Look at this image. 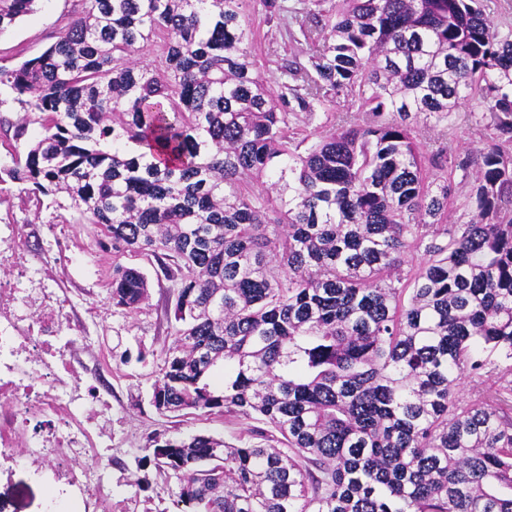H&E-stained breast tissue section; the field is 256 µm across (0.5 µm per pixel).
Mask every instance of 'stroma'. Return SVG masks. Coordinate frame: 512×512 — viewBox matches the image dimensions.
<instances>
[{"label": "stroma", "mask_w": 512, "mask_h": 512, "mask_svg": "<svg viewBox=\"0 0 512 512\" xmlns=\"http://www.w3.org/2000/svg\"><path fill=\"white\" fill-rule=\"evenodd\" d=\"M80 9V0H36L32 12L0 33V66L40 56ZM251 18L258 32L252 48L257 70L267 76L277 66L280 31L260 12ZM96 237V226L80 223L64 198L33 192L28 183L0 182V249L8 258L0 286L56 289L76 327V356L90 366L101 349L112 353V376L99 387L112 405V446L89 460L112 476V512H176L177 486L158 476L147 436L202 433L238 446L258 422L238 415L156 413L152 387L173 333L165 307L175 297L166 280L154 278L147 260L135 257L132 265L152 278L149 299L135 312L114 310L107 287L112 255L97 247ZM46 495L44 482L16 468L0 480V512H44Z\"/></svg>", "instance_id": "stroma-1"}]
</instances>
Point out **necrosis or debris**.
<instances>
[{"label":"necrosis or debris","instance_id":"1","mask_svg":"<svg viewBox=\"0 0 512 512\" xmlns=\"http://www.w3.org/2000/svg\"><path fill=\"white\" fill-rule=\"evenodd\" d=\"M17 305L0 317V472L55 457L47 481L55 486L45 512H100L112 497L107 473L75 465L100 454L106 442L91 390L78 384L79 365L64 336L63 311L51 288H5Z\"/></svg>","mask_w":512,"mask_h":512}]
</instances>
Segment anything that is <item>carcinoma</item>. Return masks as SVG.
<instances>
[{
  "label": "carcinoma",
  "instance_id": "carcinoma-1",
  "mask_svg": "<svg viewBox=\"0 0 512 512\" xmlns=\"http://www.w3.org/2000/svg\"><path fill=\"white\" fill-rule=\"evenodd\" d=\"M35 2L0 0V32ZM83 2L0 66L35 125L6 174L99 228L112 307L148 298L127 256L174 289L156 413L285 445L148 437L179 512H512V0H255L290 19L268 79L248 0ZM466 105L487 150L448 139ZM459 185L476 218L450 224ZM497 381L494 376H483L481 378H467L460 391V397L464 400L477 399L485 391L493 389Z\"/></svg>",
  "mask_w": 512,
  "mask_h": 512
}]
</instances>
